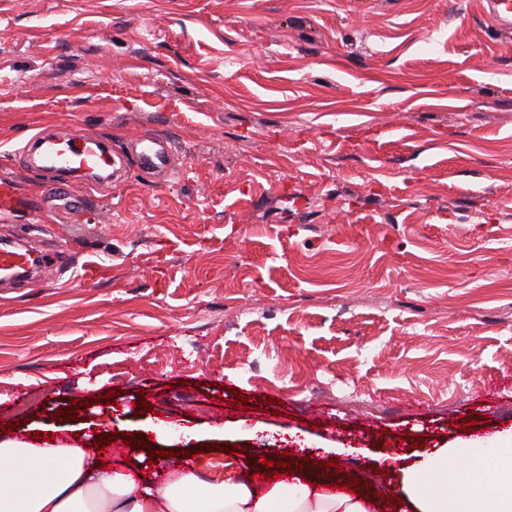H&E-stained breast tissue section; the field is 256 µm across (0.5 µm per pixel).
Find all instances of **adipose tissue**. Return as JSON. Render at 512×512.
Here are the masks:
<instances>
[{
    "label": "adipose tissue",
    "mask_w": 512,
    "mask_h": 512,
    "mask_svg": "<svg viewBox=\"0 0 512 512\" xmlns=\"http://www.w3.org/2000/svg\"><path fill=\"white\" fill-rule=\"evenodd\" d=\"M94 440H0V512H373L375 500L345 490V477L325 474L298 487L205 478L185 459L173 477L158 480L113 466L110 451ZM457 449L424 454L402 473L401 490L416 512H512V432L492 446L475 443L468 465L454 473Z\"/></svg>",
    "instance_id": "adipose-tissue-1"
}]
</instances>
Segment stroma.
<instances>
[{"instance_id":"1","label":"stroma","mask_w":512,"mask_h":512,"mask_svg":"<svg viewBox=\"0 0 512 512\" xmlns=\"http://www.w3.org/2000/svg\"><path fill=\"white\" fill-rule=\"evenodd\" d=\"M68 128L127 162L74 222L53 195L0 220L73 257L0 285V429L105 415L118 448L289 450L389 496L383 457L512 427V38L485 0H0V159L51 184L20 147ZM132 150L139 168L150 173H163L169 169L170 142L162 133L143 132L139 134Z\"/></svg>"}]
</instances>
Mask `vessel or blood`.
<instances>
[{"label": "vessel or blood", "mask_w": 512, "mask_h": 512, "mask_svg": "<svg viewBox=\"0 0 512 512\" xmlns=\"http://www.w3.org/2000/svg\"><path fill=\"white\" fill-rule=\"evenodd\" d=\"M487 10L498 29L512 32V0H486ZM38 153L39 170L74 177L83 186L108 185L117 169V162L104 145L103 136L91 129L69 131L51 137L35 133L27 140ZM139 168L152 173L166 172L170 166V143L159 132L139 134L133 147ZM43 209V195L23 189L8 176L0 177V217H34ZM64 257L55 254L33 255L0 247V275L11 274L16 268L36 264L38 270L60 266Z\"/></svg>", "instance_id": "1"}]
</instances>
